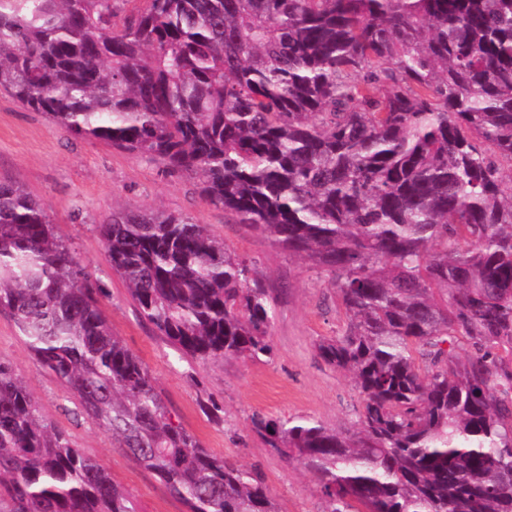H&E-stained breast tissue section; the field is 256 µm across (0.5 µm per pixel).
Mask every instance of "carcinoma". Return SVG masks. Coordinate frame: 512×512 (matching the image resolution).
Returning a JSON list of instances; mask_svg holds the SVG:
<instances>
[{"label": "carcinoma", "mask_w": 512, "mask_h": 512, "mask_svg": "<svg viewBox=\"0 0 512 512\" xmlns=\"http://www.w3.org/2000/svg\"><path fill=\"white\" fill-rule=\"evenodd\" d=\"M0 0V92L64 132L196 177L210 205L332 275L320 357L357 427L257 416L324 512H512V0ZM182 355L272 354L274 300L183 214L98 225ZM46 206L0 180V314L189 512H278L174 424ZM0 512H136L0 362Z\"/></svg>", "instance_id": "cac0c4a2"}]
</instances>
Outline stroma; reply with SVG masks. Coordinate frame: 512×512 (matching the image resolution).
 <instances>
[{
    "mask_svg": "<svg viewBox=\"0 0 512 512\" xmlns=\"http://www.w3.org/2000/svg\"><path fill=\"white\" fill-rule=\"evenodd\" d=\"M0 179L19 182L48 207L57 234L103 289L101 309L113 334L149 367L173 421L212 453L258 471L278 512H324L326 503L313 476L259 438L252 419L259 414L300 416L339 431L356 423L361 391L349 374L327 364L316 350L320 339L336 336L346 321L330 273L271 245L223 208L206 204L198 179L170 173L161 162L111 145L68 135L44 114L3 92ZM126 208L191 216L252 264L274 297L271 357L215 363L182 357L139 316L123 281L112 271L97 231L105 216ZM0 361L13 366L33 393L40 415L129 491L137 512H188L155 475L115 449L109 434L74 418L69 390L35 364L4 315Z\"/></svg>",
    "mask_w": 512,
    "mask_h": 512,
    "instance_id": "stroma-1",
    "label": "stroma"
}]
</instances>
